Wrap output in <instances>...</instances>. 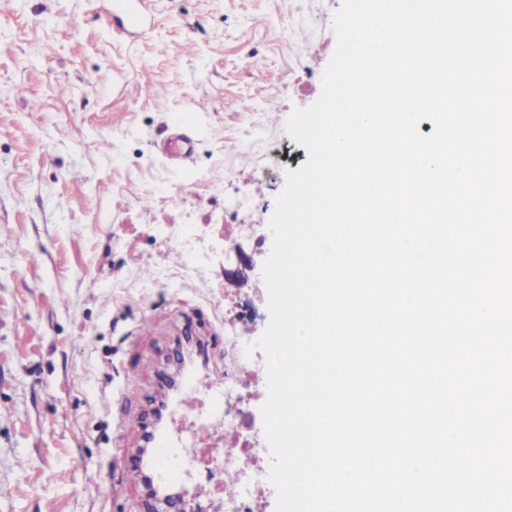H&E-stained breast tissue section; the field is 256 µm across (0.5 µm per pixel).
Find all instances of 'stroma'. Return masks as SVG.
I'll return each mask as SVG.
<instances>
[{"label": "stroma", "mask_w": 512, "mask_h": 512, "mask_svg": "<svg viewBox=\"0 0 512 512\" xmlns=\"http://www.w3.org/2000/svg\"><path fill=\"white\" fill-rule=\"evenodd\" d=\"M111 3L0 0V512H224L219 481L170 507L123 469L186 337L269 324L268 221L308 159L284 121L341 0H154L133 33ZM160 224L205 225L211 265H171Z\"/></svg>", "instance_id": "obj_1"}]
</instances>
